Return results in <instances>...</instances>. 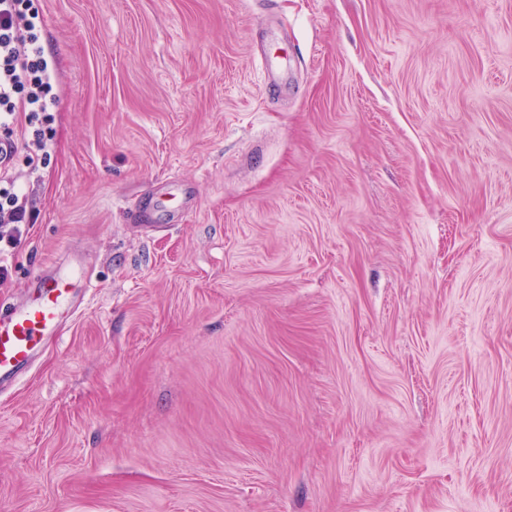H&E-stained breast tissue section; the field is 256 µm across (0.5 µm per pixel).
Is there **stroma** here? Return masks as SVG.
<instances>
[{"label": "stroma", "mask_w": 512, "mask_h": 512, "mask_svg": "<svg viewBox=\"0 0 512 512\" xmlns=\"http://www.w3.org/2000/svg\"><path fill=\"white\" fill-rule=\"evenodd\" d=\"M41 6L0 512H512V0ZM51 271L35 276L30 303L0 317V385L12 384L29 368L43 341L61 333L65 316L91 288L77 262Z\"/></svg>", "instance_id": "35a3bbf8"}]
</instances>
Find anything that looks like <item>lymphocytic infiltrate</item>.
<instances>
[{"mask_svg": "<svg viewBox=\"0 0 512 512\" xmlns=\"http://www.w3.org/2000/svg\"><path fill=\"white\" fill-rule=\"evenodd\" d=\"M39 0H0V254L15 249L34 222L27 175L50 157L48 130L56 72L39 42Z\"/></svg>", "mask_w": 512, "mask_h": 512, "instance_id": "f902f5d3", "label": "lymphocytic infiltrate"}]
</instances>
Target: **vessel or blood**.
<instances>
[{
    "label": "vessel or blood",
    "instance_id": "b4317fda",
    "mask_svg": "<svg viewBox=\"0 0 512 512\" xmlns=\"http://www.w3.org/2000/svg\"><path fill=\"white\" fill-rule=\"evenodd\" d=\"M90 287L75 262L36 275L35 298L0 317V385L13 383L29 368L43 341L61 333L65 316Z\"/></svg>",
    "mask_w": 512,
    "mask_h": 512
}]
</instances>
